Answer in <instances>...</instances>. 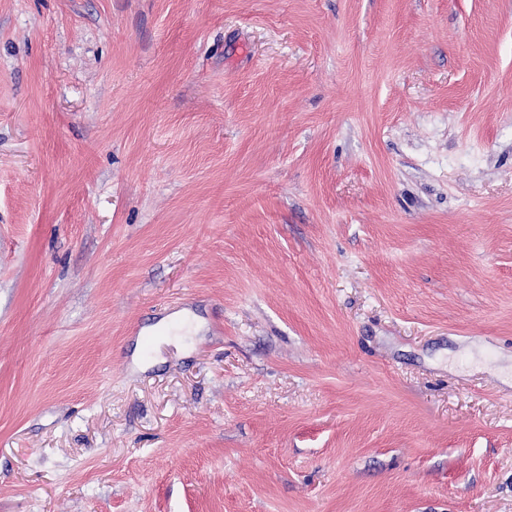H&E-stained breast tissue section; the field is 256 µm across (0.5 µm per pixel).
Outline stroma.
<instances>
[{
	"label": "stroma",
	"instance_id": "1",
	"mask_svg": "<svg viewBox=\"0 0 512 512\" xmlns=\"http://www.w3.org/2000/svg\"><path fill=\"white\" fill-rule=\"evenodd\" d=\"M0 512H512V0H0Z\"/></svg>",
	"mask_w": 512,
	"mask_h": 512
}]
</instances>
